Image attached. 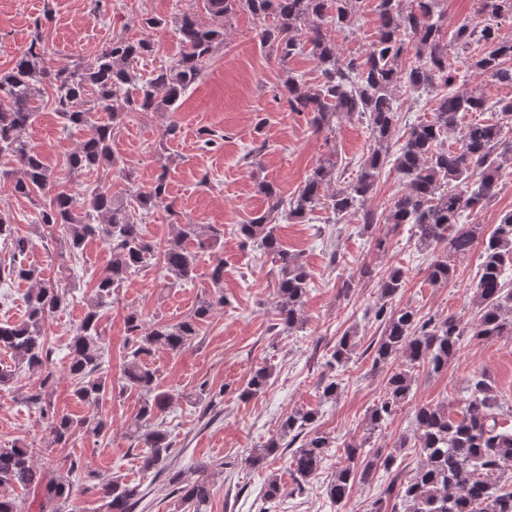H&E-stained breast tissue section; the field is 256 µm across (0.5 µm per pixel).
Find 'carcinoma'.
Instances as JSON below:
<instances>
[{
    "instance_id": "carcinoma-1",
    "label": "carcinoma",
    "mask_w": 512,
    "mask_h": 512,
    "mask_svg": "<svg viewBox=\"0 0 512 512\" xmlns=\"http://www.w3.org/2000/svg\"><path fill=\"white\" fill-rule=\"evenodd\" d=\"M200 2L212 23L200 22L193 12L182 13L176 25L183 47L178 63L156 71L141 86L135 84L130 63L153 51L154 42L148 37L114 39L85 65L56 71L46 66L41 48L33 43L0 75V156L18 166L13 191L25 197L34 192L49 197L39 212L38 225L50 234L60 232L69 253H79L94 238L107 243L112 253L109 268L96 280L94 295L69 344L67 372L73 381L72 396L87 409L85 415L60 414L51 400L55 370L44 325L68 306V287L43 280L35 268L14 270L34 284L27 298V317L20 323H0V349L14 359V365L0 369V386L11 385L23 367L43 373L39 387L26 391L24 400L38 411L52 443L61 448L78 437L98 439L110 432L105 407L112 399V384L104 369L102 308L113 302L129 276L152 260L161 261L166 276L177 282L193 279L199 254L213 249L224 237V226L214 224L201 230L197 224H179L175 237L160 250L134 222L131 208L135 205L148 213L162 206L175 214L164 177L147 189L130 186L125 201L109 190H95L79 203L67 191L57 189L40 155L24 139L26 130L35 122L38 102L49 88L64 122L89 130L68 158L70 169L84 172L110 164L112 132L121 113L174 106L224 41L226 19L239 11L262 22L273 19L260 31V39L275 52L280 64L287 65L288 59L306 49L316 58L320 79L314 87H306L290 73L286 76L283 87L290 111L310 113L318 131L332 128V120L341 116H364L373 141L356 177L346 186L328 191L340 176L336 161L323 159L286 208L273 185H262L267 209L239 225L245 243L278 263L274 328L291 330L300 323L310 285L305 265L279 238V220H301L324 208L339 219L357 216L363 230L373 234L380 224L411 225L416 243L431 255L426 279L434 286L453 277V258L481 247L476 315L467 327L452 315L425 319L411 306L388 305L405 287L407 271L392 267L380 274L367 264L361 266L359 276L377 281L379 292L374 318L382 333L366 348L373 368H383L402 356L409 365L426 362L438 371L448 365L463 336L485 340L512 336V289L504 280L505 270L512 266V210L500 213L498 223L489 230L481 224L461 223L463 212L484 207L498 194L504 160L512 157V139L506 137L512 131V98H501L489 106L476 91L452 90L458 68L450 61L451 52L473 49L477 54L470 57V67L494 82L512 84V67H506V60H512V38L500 33L501 19H512V0H476L479 21H464L451 31L442 21V0H377L375 37L357 57L341 56L328 29L353 32L364 0ZM402 83L413 93L432 94L435 108L431 119L409 127L404 142L395 150L391 140L400 116L394 93ZM89 97L96 109L118 103L120 111L112 112L111 121L101 123L91 110L83 108ZM474 112H489L491 119L461 126V120ZM460 126L461 136L448 142ZM389 164L405 188L388 211L379 214L368 206V200ZM188 241L193 248L186 247ZM210 278L216 297L200 300L194 311L177 323L157 320L147 325L136 311L126 316L132 346L124 357L123 389L135 391L141 398L128 430L138 443L144 471L166 465L172 446L169 431L160 420L172 396L159 390L157 374L144 357L158 345L173 353L193 345L200 335V323L214 305L224 304L220 291L223 260H216ZM355 349L353 337L343 334L326 365L332 371L345 366ZM271 376L268 367L257 368L244 393L252 397L263 393ZM411 386L409 370L402 365L392 369L383 394L367 411L365 430L372 433L390 422L410 396ZM317 416V410L307 407L287 413L276 436L254 449L249 462L256 464L282 448L290 449L294 491L303 493L336 443L335 438L318 431ZM413 421V437L396 444L398 448L411 444L423 456V463L411 476L402 480L393 472L394 451L378 448L364 453L361 447L348 444V464L336 470L326 487L329 499L336 504L344 502L356 482L370 481L382 471L391 475V480L369 512H512V481L506 485L490 481L494 475L502 477L505 466L512 463V430L504 427V408L486 380L471 382L460 417H450L444 405L425 404L415 409ZM40 452L27 444L1 445L0 487L41 488L45 503L52 505L51 512H66L73 490L70 475L80 470V465L70 460L51 470L37 462ZM83 474L86 482L101 491L105 512H135L146 498L142 484L134 480L88 468ZM171 484L180 505L191 507L192 512H201L211 496V486L204 478L188 483L176 472Z\"/></svg>"
}]
</instances>
